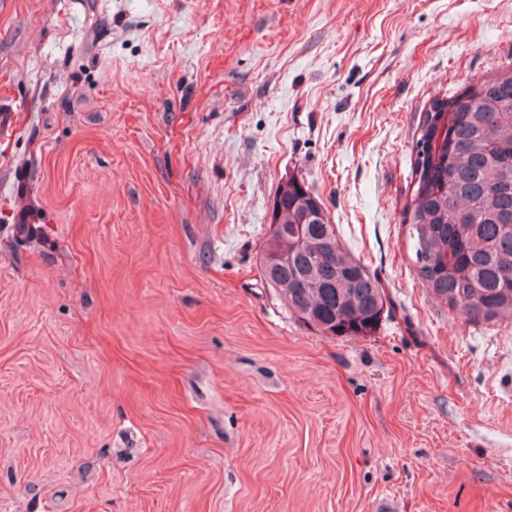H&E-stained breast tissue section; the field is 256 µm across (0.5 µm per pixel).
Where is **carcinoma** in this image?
Masks as SVG:
<instances>
[{"label":"carcinoma","instance_id":"carcinoma-1","mask_svg":"<svg viewBox=\"0 0 512 512\" xmlns=\"http://www.w3.org/2000/svg\"><path fill=\"white\" fill-rule=\"evenodd\" d=\"M413 143L414 188L403 210L416 276L450 311L473 323L512 321V67L436 98ZM323 206L304 183L278 187L273 212L281 231L266 232L260 269L306 327L342 339L371 336L387 311L386 297L366 266L340 243L328 218L305 219ZM303 225L304 243L288 266L266 263ZM336 244L330 262L321 260Z\"/></svg>","mask_w":512,"mask_h":512}]
</instances>
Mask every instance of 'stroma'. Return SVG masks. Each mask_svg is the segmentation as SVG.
I'll return each mask as SVG.
<instances>
[{"label": "stroma", "mask_w": 512, "mask_h": 512, "mask_svg": "<svg viewBox=\"0 0 512 512\" xmlns=\"http://www.w3.org/2000/svg\"><path fill=\"white\" fill-rule=\"evenodd\" d=\"M512 0H0V512H512V322L416 278L420 115ZM304 180L371 336L262 277Z\"/></svg>", "instance_id": "35a3bbf8"}]
</instances>
